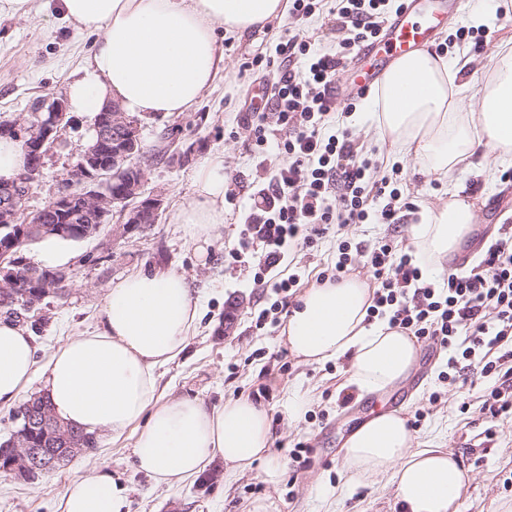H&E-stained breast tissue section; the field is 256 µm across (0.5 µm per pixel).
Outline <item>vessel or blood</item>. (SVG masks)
Returning a JSON list of instances; mask_svg holds the SVG:
<instances>
[{"mask_svg":"<svg viewBox=\"0 0 512 512\" xmlns=\"http://www.w3.org/2000/svg\"><path fill=\"white\" fill-rule=\"evenodd\" d=\"M465 0H404L402 11L390 19L375 43L347 71L358 93H368L385 68L397 58L429 46L448 11L461 10Z\"/></svg>","mask_w":512,"mask_h":512,"instance_id":"1","label":"vessel or blood"}]
</instances>
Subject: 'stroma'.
I'll return each mask as SVG.
<instances>
[{
	"label": "stroma",
	"mask_w": 512,
	"mask_h": 512,
	"mask_svg": "<svg viewBox=\"0 0 512 512\" xmlns=\"http://www.w3.org/2000/svg\"><path fill=\"white\" fill-rule=\"evenodd\" d=\"M486 18L490 33L482 41L455 42L459 27L471 26L474 16ZM299 30L315 48L327 49L333 37L321 17L293 20L274 17L245 34L218 32L224 52V73L189 111L145 120L141 139L145 156L144 191L160 195L158 223L135 227L128 234L103 225L89 239L71 243L73 258L66 265L67 292L45 298L23 319L36 347V361L45 364L51 352L69 335L91 330L107 288L131 272L174 268L192 278L203 302V318L185 353L159 371L160 388L169 397L191 395L207 404L248 398L264 407L271 427V444L264 459L224 479V461L215 459L197 477L175 488L155 485L136 471L133 440L111 441L102 436L95 452L81 454L65 467L31 481L0 470V512H55L60 494L77 476L107 467L124 488L129 512H398L387 479L350 480L342 449L345 415L350 404L363 401L354 394L343 403L340 393L348 377V360L340 358L307 364L295 357L282 327L256 328L255 315L275 296L253 280L257 258L240 250L235 268L225 269L224 256L240 249L244 218L254 193L268 185V170L276 157L260 161L241 117L246 104L271 93L277 72L263 84H253L243 71L253 61L274 55L289 30ZM512 35V0H476L452 18L436 43L445 56L467 53L473 76L465 93L472 103L477 81L490 68L501 41ZM94 38L77 31L59 10L58 0H32L28 18L0 16V120L28 115L40 99L66 98L75 72L89 58ZM363 96L338 87L336 110L327 134L350 130L375 165L376 177L392 176L420 212L442 204L449 189L472 203L476 222L448 267L478 261L486 240L501 225H512V164L495 162L488 169H465L446 179L420 173L413 161L381 140ZM56 143L46 153L40 175L25 200L26 215L47 206L70 179L80 149L93 134V117L71 113ZM223 155L229 197L224 201V233L199 256L183 236L173 215L194 195L196 169L214 155ZM337 258L334 234L318 238L299 250L290 265L309 286ZM234 309L232 329L224 327V312ZM419 362L426 372L419 387L398 408L415 422L417 445L444 448L459 458L468 481L458 512H512V415L482 414L480 406L488 378L462 372L455 382L441 374L448 355L429 340H420ZM493 436H486V429ZM308 445L305 466H292L289 453L297 443Z\"/></svg>",
	"instance_id": "stroma-1"
}]
</instances>
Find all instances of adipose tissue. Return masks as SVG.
Here are the masks:
<instances>
[{"label":"adipose tissue","instance_id":"adipose-tissue-1","mask_svg":"<svg viewBox=\"0 0 512 512\" xmlns=\"http://www.w3.org/2000/svg\"><path fill=\"white\" fill-rule=\"evenodd\" d=\"M78 31L96 33L89 62L68 87L71 111L94 114L116 102L138 115L190 109L224 70L216 25L242 33L284 13L282 0H60ZM455 63L421 50L394 62L368 104L382 137L413 158L421 173L449 177L485 161L512 158V43L496 53L466 111ZM224 160L215 156L195 174L194 197L175 221L198 251L224 226ZM475 221L471 204L449 197L411 225L410 241L443 271ZM371 290L343 279L307 290L288 317L291 352L306 363L348 357V381L372 393L406 379L416 360L414 337L368 323ZM202 318L189 278L172 268L137 271L107 290L93 330L68 337L36 369L26 327L0 318V407L19 404L35 374L57 420L115 440L134 434L135 467L171 487L196 477L215 457L228 475L262 459L271 443L263 407L246 398L218 407L197 397L163 396L157 371L175 361ZM415 435L397 413L375 415L345 442L351 478L386 476L402 512H456L467 482L458 460L442 448H414ZM59 512H128L122 487L107 468L66 486Z\"/></svg>","mask_w":512,"mask_h":512}]
</instances>
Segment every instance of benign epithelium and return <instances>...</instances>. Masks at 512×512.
<instances>
[{
  "mask_svg": "<svg viewBox=\"0 0 512 512\" xmlns=\"http://www.w3.org/2000/svg\"><path fill=\"white\" fill-rule=\"evenodd\" d=\"M33 117L15 119L0 125V136H16L24 141L23 148L28 165L13 182L0 184V227L10 230L9 245L0 247V288H6L18 297L24 293L27 284L19 280L12 270L10 254L22 245L29 236L40 231L66 235L64 223L25 224L19 220V206L29 193L31 176L42 167L48 145L57 140L61 126L69 123L68 105L63 99L38 101L32 109ZM93 127L96 138L93 144L80 154L78 190L71 187L62 189L46 207L47 212L60 214L68 211L74 200L81 201L82 214L92 222L109 224L114 210L123 217L122 231L126 232L138 224H155L162 208L160 196L145 197L142 187L145 171L141 167L128 164L130 157L141 149L140 125L131 120L117 104L104 107L95 116ZM120 179L122 192L116 196L109 189L110 182ZM65 278L60 270H44L39 287L50 296L58 282ZM30 425L13 433L11 440L0 453V462L7 461L6 469H29L50 471L56 469L62 459H67L89 450V444L71 433L62 425H57L62 448L48 452L34 448L29 438Z\"/></svg>",
  "mask_w": 512,
  "mask_h": 512,
  "instance_id": "obj_1",
  "label": "benign epithelium"
}]
</instances>
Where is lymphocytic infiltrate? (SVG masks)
<instances>
[{
    "label": "lymphocytic infiltrate",
    "mask_w": 512,
    "mask_h": 512,
    "mask_svg": "<svg viewBox=\"0 0 512 512\" xmlns=\"http://www.w3.org/2000/svg\"><path fill=\"white\" fill-rule=\"evenodd\" d=\"M291 18L326 12L331 30L344 31L334 52L323 53L300 34L278 43L268 112L247 113L245 120L255 146L282 157L273 169L272 188L259 192L244 220L239 250L226 262L236 264L240 249L258 257L254 280L271 289L276 299L261 309L257 326L279 324L288 301L300 286L298 274L282 275L278 268L290 250L311 245L316 236L336 229L341 239L333 269L319 282H337L362 265L371 273L374 291L368 319H387L419 339H430L448 351V367L470 362L480 378H494L482 404L497 417L512 414V233H498L481 260L468 272H451L441 282L427 280L413 247L385 240L353 249L343 233L352 224H400L415 211L389 178L373 179L371 163L349 132L324 135L336 107L335 85L356 48L375 39L387 21L388 0H291ZM302 62L301 71L293 63ZM282 138L272 139V127Z\"/></svg>",
    "instance_id": "1"
}]
</instances>
